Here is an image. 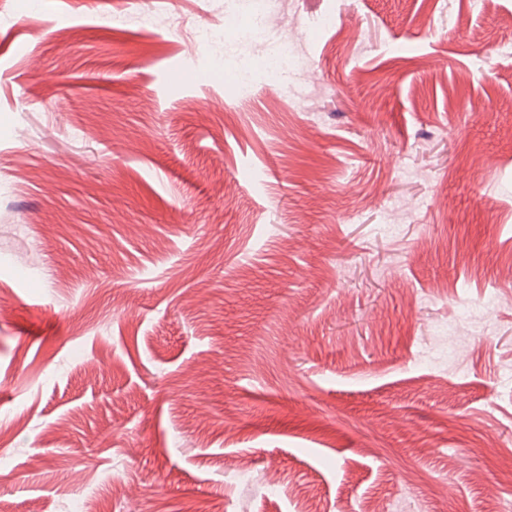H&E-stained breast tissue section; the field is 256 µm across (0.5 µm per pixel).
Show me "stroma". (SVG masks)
I'll return each instance as SVG.
<instances>
[{
    "instance_id": "obj_1",
    "label": "stroma",
    "mask_w": 512,
    "mask_h": 512,
    "mask_svg": "<svg viewBox=\"0 0 512 512\" xmlns=\"http://www.w3.org/2000/svg\"><path fill=\"white\" fill-rule=\"evenodd\" d=\"M263 5L0 10V512L512 500V0ZM270 22L263 10L251 14L248 21L238 30V37L243 42H248L260 48L261 56L278 59L283 66L293 59L294 45L288 48L286 40L270 42L266 39L267 30Z\"/></svg>"
}]
</instances>
